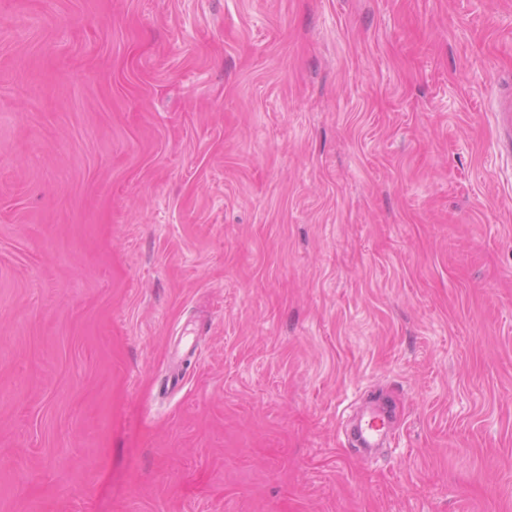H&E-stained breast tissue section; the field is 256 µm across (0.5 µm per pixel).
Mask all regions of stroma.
<instances>
[{"label":"stroma","mask_w":512,"mask_h":512,"mask_svg":"<svg viewBox=\"0 0 512 512\" xmlns=\"http://www.w3.org/2000/svg\"><path fill=\"white\" fill-rule=\"evenodd\" d=\"M511 74L512 0H0V512H512ZM502 94L494 106V116L497 123L506 131V139L501 141V147L508 154L512 153V83L501 82ZM387 434V421L380 412H371L360 427L359 438L361 445L365 448H373L377 445V441Z\"/></svg>","instance_id":"obj_1"}]
</instances>
